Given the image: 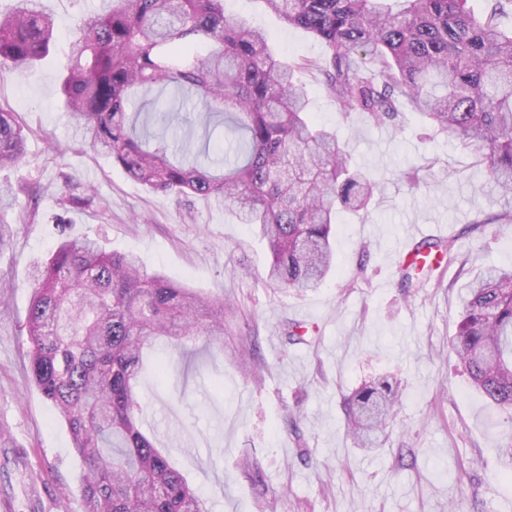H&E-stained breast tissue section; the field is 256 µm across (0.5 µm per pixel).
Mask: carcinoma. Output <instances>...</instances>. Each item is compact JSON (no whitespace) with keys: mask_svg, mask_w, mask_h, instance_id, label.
<instances>
[{"mask_svg":"<svg viewBox=\"0 0 512 512\" xmlns=\"http://www.w3.org/2000/svg\"><path fill=\"white\" fill-rule=\"evenodd\" d=\"M287 26L326 47L323 62L279 60L266 32L229 18L224 0H112L70 39L62 96L89 144L147 189L212 198L233 207L266 242L269 282L319 287L334 265L332 224L364 210L375 182L351 166L336 133L314 124L302 76L318 74L343 114L396 125L402 104L477 156L489 183L512 194V0L480 15L469 0H263ZM40 0L0 13V68L23 73L54 46ZM174 85L199 108L201 153L170 151L166 134L142 133L135 97ZM224 125V153L207 164L210 128ZM23 126L0 108V166L24 158ZM456 239L424 241L455 257ZM428 271L400 269L418 288ZM27 315L30 371L71 434L83 469L82 512H207L204 500L144 432L139 394L144 350L224 335V299L204 296L131 253L68 235L33 264ZM452 350L473 386L512 409V265L479 274L463 300ZM398 395L383 379L348 401V431L362 448L385 433Z\"/></svg>","mask_w":512,"mask_h":512,"instance_id":"carcinoma-1","label":"carcinoma"}]
</instances>
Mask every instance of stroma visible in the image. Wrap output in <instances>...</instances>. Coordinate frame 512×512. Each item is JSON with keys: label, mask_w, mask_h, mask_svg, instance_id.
Returning a JSON list of instances; mask_svg holds the SVG:
<instances>
[{"label": "stroma", "mask_w": 512, "mask_h": 512, "mask_svg": "<svg viewBox=\"0 0 512 512\" xmlns=\"http://www.w3.org/2000/svg\"><path fill=\"white\" fill-rule=\"evenodd\" d=\"M102 0H42L61 38ZM227 15L263 27L286 62L316 61L323 43L291 28L262 0H224ZM61 48L18 74L0 70V106L25 127V158L0 168V189L18 195L1 219L0 503L8 512H81L82 462L66 424L31 380L26 315L30 263L72 235L138 254L159 272L224 300L222 344L196 340L191 360L171 362L165 380L144 377L147 426L172 446V465L209 512H512L501 481V447L512 411L495 407L455 365L449 342L468 283L512 263V199L492 189L476 157L429 132L405 110L400 129L341 114L319 75L305 76L311 112L334 131L377 184L372 205L341 213L332 231L336 268L303 294L265 281L267 245L231 210L201 197L149 191L84 141L61 105ZM427 164L424 182L406 172ZM80 202L61 206L64 197ZM455 237L457 260L441 263L423 287L399 286L394 250L418 230ZM311 325L307 343H286V320ZM385 378L399 402L376 449L347 433L345 402ZM413 464L399 468L400 452ZM258 463L261 487L243 471Z\"/></svg>", "instance_id": "stroma-1"}]
</instances>
